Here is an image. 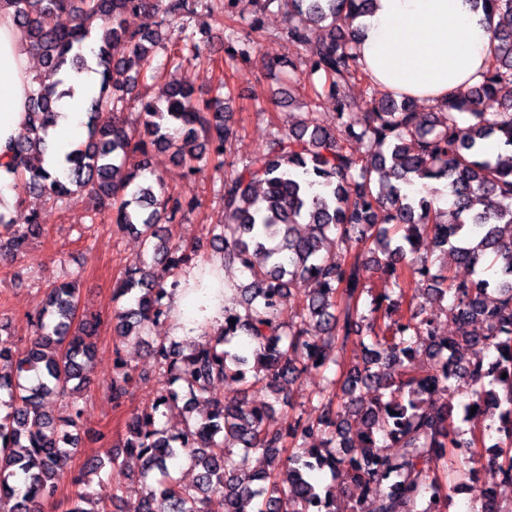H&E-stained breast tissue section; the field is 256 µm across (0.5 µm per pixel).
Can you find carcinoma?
Returning a JSON list of instances; mask_svg holds the SVG:
<instances>
[{"mask_svg":"<svg viewBox=\"0 0 512 512\" xmlns=\"http://www.w3.org/2000/svg\"><path fill=\"white\" fill-rule=\"evenodd\" d=\"M41 60L28 94L29 134L8 145L14 186L44 196L66 210L84 195L112 214L117 231L134 233L142 254L129 263L115 290L125 305L113 312L115 343L139 336L170 317L167 289L191 256L163 227L194 209V200L156 194L146 174L154 150L170 153L190 171L218 159L237 136L222 93L199 105L195 89L178 81L145 99L139 83L157 78L208 51L190 23L210 0H0ZM497 19L490 62L480 82L463 95H448L425 114L394 92L376 94L357 61L353 22L374 0H261L292 16L286 37L303 49L311 86L305 107L259 149L220 178L224 222L211 229V244L224 266L247 276L230 284L245 313L224 307V333L187 345L151 348L159 390L127 423L125 454L109 464L120 470L139 462L153 476L135 512H449L451 487L442 476H466L487 464L493 481L512 483V156L490 158L484 146L512 147V0H474ZM69 16L68 28L44 17ZM151 15L155 28L131 31L129 15ZM260 21L237 36L233 59L248 61L258 44ZM95 38L102 80L86 113L87 141L65 155L63 178L35 165L47 150L41 134L57 117L56 101L72 89L62 76L87 66L82 46ZM167 49L163 65L157 49ZM304 90L291 59L270 63ZM371 90L365 124L349 120L347 87ZM336 105V123L314 111L318 101ZM138 110L130 123L125 111ZM446 182L450 210L402 186L417 179ZM43 216L15 224L0 212V249L27 254ZM451 251L472 270L487 263L490 278L460 280L449 267L435 268L436 253ZM385 286L375 294L367 273ZM78 274L46 289L45 305L32 317L34 338L24 347L3 334L0 323V512H42L55 494L60 472L78 446L86 366L96 351L101 319L78 315ZM445 304L458 332L441 336L425 316L426 304ZM356 342L363 358L344 365L339 346ZM430 360L418 371L414 358ZM323 373L313 415L286 427L268 424L267 395L280 393L302 374ZM231 381L239 397L226 403L217 387ZM134 383L122 369L107 383L121 405ZM60 400L58 414L44 399ZM183 402L184 429L176 436L156 427L162 408ZM476 412H471V408ZM481 416L488 424L463 438L460 424ZM297 451L286 454L288 443ZM264 468L245 470L250 454ZM187 458L197 469L185 484L171 474ZM329 470L342 480L348 507L314 474ZM431 472L427 481L422 470ZM473 512H512L491 486L478 490ZM66 512H109L107 504L78 494Z\"/></svg>","mask_w":512,"mask_h":512,"instance_id":"1","label":"carcinoma"}]
</instances>
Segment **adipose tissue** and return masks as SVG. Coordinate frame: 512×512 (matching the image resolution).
Returning a JSON list of instances; mask_svg holds the SVG:
<instances>
[{"instance_id":"ef3b65f1","label":"adipose tissue","mask_w":512,"mask_h":512,"mask_svg":"<svg viewBox=\"0 0 512 512\" xmlns=\"http://www.w3.org/2000/svg\"><path fill=\"white\" fill-rule=\"evenodd\" d=\"M13 13L12 7H0L1 212L16 201L5 148L28 125L27 92L34 70L31 48ZM357 23L361 59L375 80L427 104L480 81L494 35L493 23L473 0H376L372 12ZM69 82L74 91L59 101L58 117L45 136L42 166L54 177L65 174L64 156L81 133L100 76L90 69ZM205 267L210 274L204 288H178L165 299L173 314L172 335L189 337L201 326L215 335L224 324V259L212 256Z\"/></svg>"}]
</instances>
